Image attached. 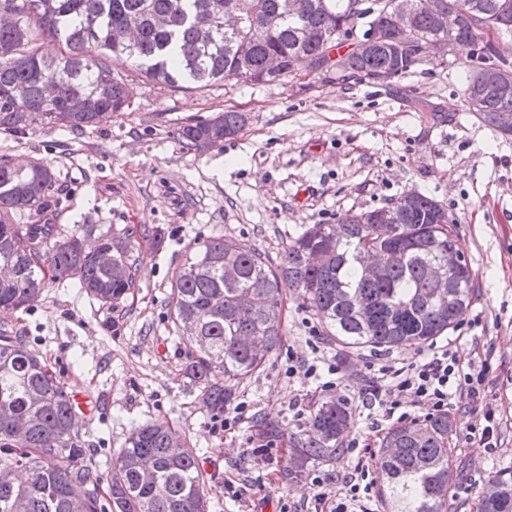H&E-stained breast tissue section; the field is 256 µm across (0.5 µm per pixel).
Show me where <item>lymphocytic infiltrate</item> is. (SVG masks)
I'll return each mask as SVG.
<instances>
[{
    "label": "lymphocytic infiltrate",
    "mask_w": 512,
    "mask_h": 512,
    "mask_svg": "<svg viewBox=\"0 0 512 512\" xmlns=\"http://www.w3.org/2000/svg\"><path fill=\"white\" fill-rule=\"evenodd\" d=\"M471 344L475 357L466 362L449 342L430 346L412 361L381 356L365 362V385L356 401L374 420L369 431L346 440L352 459L340 476L314 478V512H372L378 477L371 440L384 424L462 412L483 421L470 429L468 439L496 447V407L488 396L493 345L479 336Z\"/></svg>",
    "instance_id": "f902f5d3"
}]
</instances>
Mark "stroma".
I'll return each mask as SVG.
<instances>
[{
    "mask_svg": "<svg viewBox=\"0 0 512 512\" xmlns=\"http://www.w3.org/2000/svg\"><path fill=\"white\" fill-rule=\"evenodd\" d=\"M468 78L461 47L444 60L430 49L422 64L385 86L302 66L275 84L227 79L174 90L135 78L129 108L110 122L77 132L36 125L0 131V156L17 166L44 160L55 177L44 212L18 213V223L54 224L64 235L73 225H93L88 248L103 232H164L158 247L137 239L141 270L117 307L102 306L66 280L27 309L0 311V330L24 336L66 390L95 398L93 414L82 419L93 467L107 473L135 426L164 419L212 476L210 512H283L310 500L313 477L335 474L337 466L312 467L288 485L281 480L290 438L307 429L288 404L315 388L312 380L289 377L288 356L340 359L337 395L350 399L363 384L364 350L337 343L307 303L285 295L283 343L235 385L245 417L225 429L184 375L195 349L171 319V283L199 239L233 238L275 263L309 225L334 224L415 192L447 209L475 276L467 319L453 330L459 358L473 357L470 335L495 346L498 446L490 450L475 439L449 450L450 508L472 512L489 477L512 470V136L468 111ZM225 111L248 116L237 136L210 149L183 147L182 126ZM474 317L480 324L468 329ZM261 418L283 433L268 461L252 453Z\"/></svg>",
    "mask_w": 512,
    "mask_h": 512,
    "instance_id": "35a3bbf8",
    "label": "stroma"
}]
</instances>
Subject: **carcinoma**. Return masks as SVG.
<instances>
[{"label": "carcinoma", "instance_id": "cac0c4a2", "mask_svg": "<svg viewBox=\"0 0 512 512\" xmlns=\"http://www.w3.org/2000/svg\"><path fill=\"white\" fill-rule=\"evenodd\" d=\"M512 0H447L472 21L449 38L469 47L471 69L505 67L503 84L479 92L465 88L468 111L489 125L503 110L512 111ZM392 0H254L255 21L240 34L224 31V0H0V130L19 132L32 125L82 130L129 106V74L173 88L206 87L235 79L266 83L269 56L284 61L283 77L297 59L318 63L317 71L336 69L345 80L370 82L383 73L396 78L421 63V45L439 40L432 19L417 17L406 39L415 48L389 41L362 50L358 25L392 24ZM138 15L135 39L126 38L124 21ZM312 37L300 43L295 32ZM325 33L334 39L322 38ZM54 41L53 56L40 50ZM350 49L332 61L344 43ZM242 112L184 125V147L201 150L224 143L246 125ZM54 183L52 169L38 161L15 168L0 158V267L12 276L0 280V308H28L57 280L72 279L104 305L114 307L135 287L140 270L133 234L101 235L95 251L83 249L86 224L57 237L54 224H18L19 210L41 212ZM391 224L372 222L373 211L348 213L336 224H313L284 247L271 266L256 248L236 240L208 237L185 254L172 286L175 323L196 324L198 353L185 374L199 385L213 415L232 401L228 383L250 377L283 342L278 300L291 290L308 302L353 347L390 349L422 345L456 326L475 294L474 275L448 231V210L417 193L390 205ZM321 253L315 268L309 256ZM383 265L379 279L365 274L362 258ZM239 270L224 280V266ZM453 284L439 288L434 273ZM347 403L334 397L311 412L309 436L299 435L287 450L285 483L303 479L309 468L343 457L349 428ZM446 416L425 424L391 429L376 460L384 502L394 512H448L453 465ZM177 431L166 420L135 427L124 448L112 457L107 487L92 470L83 448L72 395L49 365L28 350L22 337L0 332V512H209L210 477L197 452H169ZM149 458L154 475L145 483L139 463ZM489 483L497 493H482L475 512H512V474L496 473Z\"/></svg>", "mask_w": 512, "mask_h": 512}]
</instances>
